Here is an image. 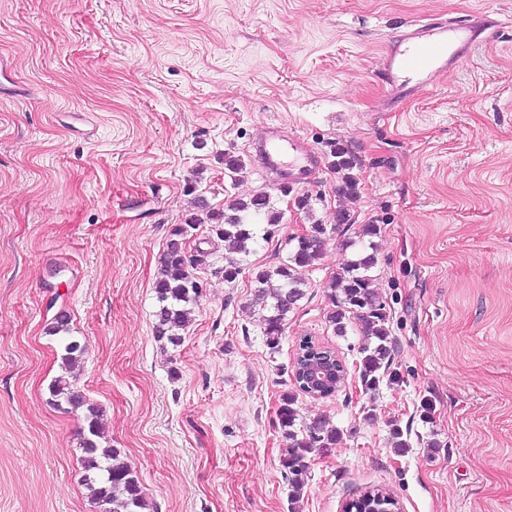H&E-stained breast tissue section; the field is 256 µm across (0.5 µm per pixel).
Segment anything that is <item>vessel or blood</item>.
<instances>
[{
    "label": "vessel or blood",
    "instance_id": "1",
    "mask_svg": "<svg viewBox=\"0 0 512 512\" xmlns=\"http://www.w3.org/2000/svg\"><path fill=\"white\" fill-rule=\"evenodd\" d=\"M485 27L474 22H441L435 29L420 28L408 32L387 52L385 69L397 95H408L435 84L448 74L465 50L486 38ZM299 152L301 164L284 169L285 149ZM259 166L266 171L282 172L285 183L312 184L319 168L315 154L299 136L283 137L272 128L269 139L256 149Z\"/></svg>",
    "mask_w": 512,
    "mask_h": 512
}]
</instances>
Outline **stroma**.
Wrapping results in <instances>:
<instances>
[{
  "label": "stroma",
  "mask_w": 512,
  "mask_h": 512,
  "mask_svg": "<svg viewBox=\"0 0 512 512\" xmlns=\"http://www.w3.org/2000/svg\"><path fill=\"white\" fill-rule=\"evenodd\" d=\"M468 20L493 38L392 99L393 41ZM0 62V512H98L80 481L83 418L48 401L61 308L87 346L76 386L153 512H289L276 410L305 337L336 351L348 381L297 396L301 425L341 433L311 454L300 512H343L368 489L399 512H512V0H0ZM278 123L321 158L313 184L284 192L258 168L253 147ZM337 145L354 158L347 200ZM228 153L243 163L233 179ZM260 192L284 214L275 233L230 284L223 241L199 225L203 294L182 345L157 341L172 228L199 203L220 212ZM317 223L323 254L269 350L252 272ZM365 224L379 228L372 276L396 376L373 392L358 331L327 321L341 245Z\"/></svg>",
  "instance_id": "1"
}]
</instances>
